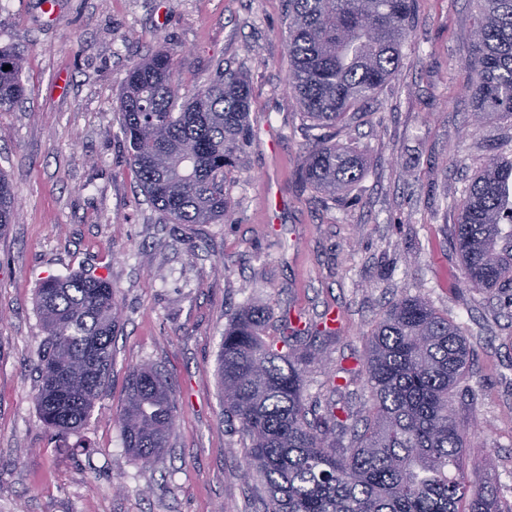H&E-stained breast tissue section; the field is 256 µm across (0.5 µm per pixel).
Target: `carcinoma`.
<instances>
[{
	"label": "carcinoma",
	"instance_id": "1",
	"mask_svg": "<svg viewBox=\"0 0 512 512\" xmlns=\"http://www.w3.org/2000/svg\"><path fill=\"white\" fill-rule=\"evenodd\" d=\"M479 14L466 68L472 117L512 122V0H476ZM413 0H288V73L304 120L323 133L306 145L302 184L336 199L363 175V153L325 133L362 109L398 72ZM24 54L0 48V111L19 103ZM11 69L5 71L3 67ZM172 52L137 62L120 96V125L142 191L175 224L225 219L224 186L251 144V87L218 71L180 93ZM17 197L0 172V232ZM451 244L468 288H512V158L489 156L464 190ZM102 276L49 277L37 290L45 336L36 370L41 420L61 437L80 434L105 392L120 317ZM270 304L247 308L224 327L218 384L226 431L247 441L243 479L261 485L258 512H512L464 469L473 445L454 413L473 350L459 327L421 295L393 302L367 334L370 397L363 423L336 406L309 418L305 373L315 360L312 327ZM175 398L152 367L127 377L118 424L124 447L148 463L169 447ZM349 430L348 444L336 431Z\"/></svg>",
	"mask_w": 512,
	"mask_h": 512
}]
</instances>
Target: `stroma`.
I'll use <instances>...</instances> for the list:
<instances>
[{
  "label": "stroma",
  "mask_w": 512,
  "mask_h": 512,
  "mask_svg": "<svg viewBox=\"0 0 512 512\" xmlns=\"http://www.w3.org/2000/svg\"><path fill=\"white\" fill-rule=\"evenodd\" d=\"M0 0V47L25 54L26 93L0 111V171L18 196L0 233V512H253L240 434L224 430L217 383L224 326L239 310L339 315L309 337L307 402L362 412L366 335L392 300L423 295L475 350L455 400L474 427L469 480L512 504V289L461 283L453 201L492 146L497 114L472 123L474 0H416L402 64L337 140L364 152L361 180L336 200L295 171L313 135L286 86V0ZM173 52L183 93L217 69L246 73L252 144L226 182L227 221L175 224L144 196L117 111L130 67ZM75 272L111 282L122 312L108 387L84 425L89 449L40 420L35 369L41 282ZM170 380L176 423L151 463L129 454L118 416L128 372Z\"/></svg>",
  "instance_id": "1"
}]
</instances>
